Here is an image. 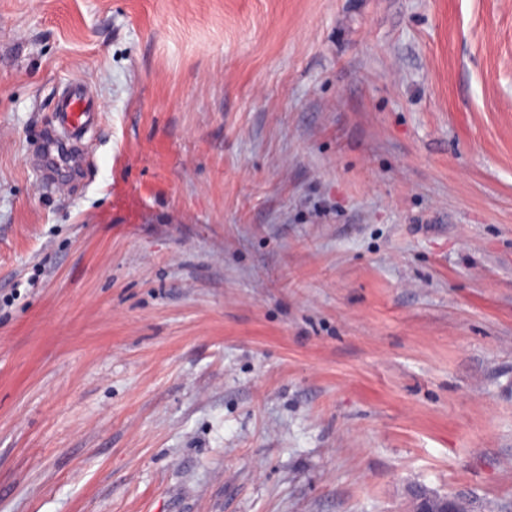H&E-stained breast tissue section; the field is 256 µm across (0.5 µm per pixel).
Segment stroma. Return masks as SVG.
<instances>
[{
    "label": "stroma",
    "mask_w": 512,
    "mask_h": 512,
    "mask_svg": "<svg viewBox=\"0 0 512 512\" xmlns=\"http://www.w3.org/2000/svg\"><path fill=\"white\" fill-rule=\"evenodd\" d=\"M419 488L512 512V0H0V512ZM58 122L64 136L72 135L93 124L96 109L83 92V85L72 82L57 103Z\"/></svg>",
    "instance_id": "obj_1"
}]
</instances>
